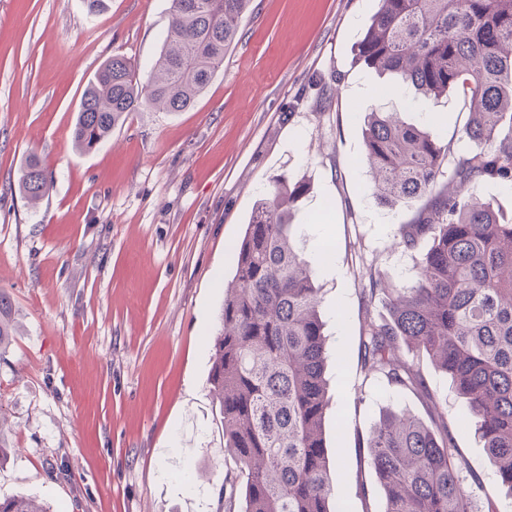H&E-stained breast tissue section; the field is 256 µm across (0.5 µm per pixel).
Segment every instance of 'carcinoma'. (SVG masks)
<instances>
[{
	"instance_id": "obj_1",
	"label": "carcinoma",
	"mask_w": 512,
	"mask_h": 512,
	"mask_svg": "<svg viewBox=\"0 0 512 512\" xmlns=\"http://www.w3.org/2000/svg\"><path fill=\"white\" fill-rule=\"evenodd\" d=\"M251 0H172L167 34L147 84L114 55L96 71L72 130L84 154L106 142L145 100L166 111L193 105L235 42ZM358 59L423 97H462L464 136L453 147L394 112L364 118L373 197L418 207L398 225L406 251L423 249L407 285L373 269L361 288L359 362L364 382L427 398L429 420L388 407L358 437L385 500L384 512H496L476 507L443 406L429 392L423 360L452 380L478 423L487 462L512 489V219L480 198L485 182L512 187V0H379ZM19 190L31 204L49 191L40 161L27 160ZM305 186L273 180L238 248L214 339L211 385L235 468L224 477V512H342L325 424L329 350L321 288L290 218ZM0 290V352L14 335ZM0 512H49L24 496Z\"/></svg>"
}]
</instances>
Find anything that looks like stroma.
I'll list each match as a JSON object with an SVG mask.
<instances>
[{"mask_svg":"<svg viewBox=\"0 0 512 512\" xmlns=\"http://www.w3.org/2000/svg\"><path fill=\"white\" fill-rule=\"evenodd\" d=\"M171 0H0V290L15 334L0 354V418L9 453L0 497L51 512H224L234 462L210 392L213 338L236 246L272 180L308 190L292 215L316 264L330 352L331 470L347 512H384L357 436L385 407L427 418L425 402L358 366L360 291L370 268L407 281L394 245L414 209L377 205L363 163L366 112L426 123L456 154L470 150L457 95L393 93L356 60L378 0H252L239 38L194 104H143L96 151L77 153L82 93L115 54L147 80ZM51 182L38 205L18 190L27 158ZM445 399L478 504L512 512L474 420L449 377L424 365Z\"/></svg>","mask_w":512,"mask_h":512,"instance_id":"1","label":"stroma"}]
</instances>
